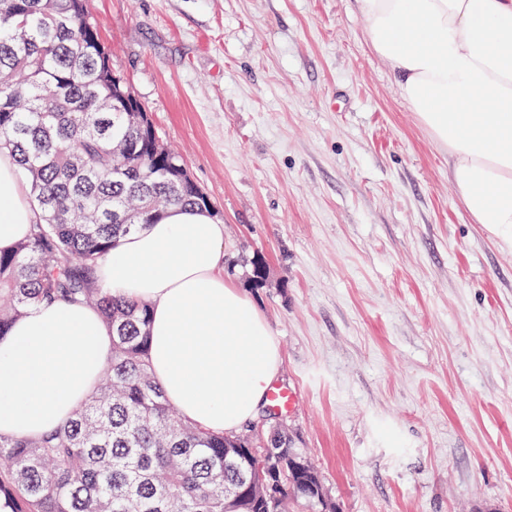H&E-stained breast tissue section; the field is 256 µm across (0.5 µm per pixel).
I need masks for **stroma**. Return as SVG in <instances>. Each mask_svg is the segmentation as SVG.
<instances>
[{
  "instance_id": "obj_1",
  "label": "stroma",
  "mask_w": 512,
  "mask_h": 512,
  "mask_svg": "<svg viewBox=\"0 0 512 512\" xmlns=\"http://www.w3.org/2000/svg\"><path fill=\"white\" fill-rule=\"evenodd\" d=\"M86 5L221 214L338 512H512V248L468 216L357 0Z\"/></svg>"
}]
</instances>
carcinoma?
I'll return each mask as SVG.
<instances>
[{
    "label": "carcinoma",
    "mask_w": 512,
    "mask_h": 512,
    "mask_svg": "<svg viewBox=\"0 0 512 512\" xmlns=\"http://www.w3.org/2000/svg\"><path fill=\"white\" fill-rule=\"evenodd\" d=\"M144 106L112 71L85 0H0V146L37 220L0 248V336L41 303L86 304L112 329L97 390L65 425L0 436V512H336L293 436L262 466L247 434L180 416L148 362L150 307L115 297L99 261L175 207L214 213L179 155L150 151Z\"/></svg>",
    "instance_id": "obj_1"
}]
</instances>
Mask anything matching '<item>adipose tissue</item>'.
Masks as SVG:
<instances>
[{
    "mask_svg": "<svg viewBox=\"0 0 512 512\" xmlns=\"http://www.w3.org/2000/svg\"><path fill=\"white\" fill-rule=\"evenodd\" d=\"M369 41L431 141L474 223L512 242V0H359ZM35 211L0 153V248L29 235ZM101 286L151 305L149 363L179 415L233 431L267 402L280 368L253 301L224 277V227L189 208L123 238ZM112 330L83 304L30 309L0 339V435L67 423L97 389Z\"/></svg>",
    "mask_w": 512,
    "mask_h": 512,
    "instance_id": "adipose-tissue-1",
    "label": "adipose tissue"
}]
</instances>
